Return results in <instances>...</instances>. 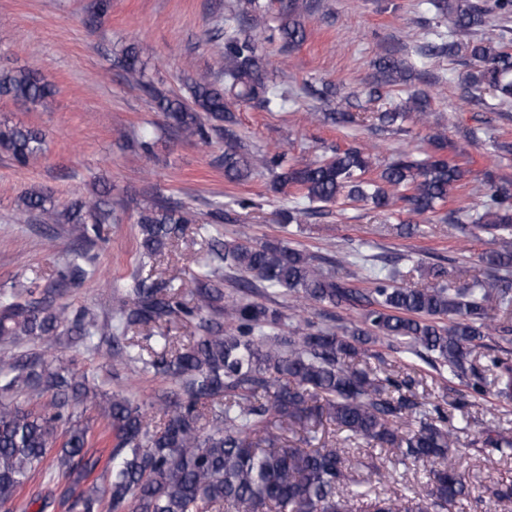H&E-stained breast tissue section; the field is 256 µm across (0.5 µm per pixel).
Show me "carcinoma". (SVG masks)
Here are the masks:
<instances>
[{"label": "carcinoma", "instance_id": "1", "mask_svg": "<svg viewBox=\"0 0 512 512\" xmlns=\"http://www.w3.org/2000/svg\"><path fill=\"white\" fill-rule=\"evenodd\" d=\"M276 27L281 50L305 39L300 12L304 0H280ZM448 32L420 47L429 56L460 57L472 65L468 86L512 103V42L478 39V32L499 27L508 31L512 0H432ZM231 33L217 27L214 41L224 54L219 77L200 71L188 78V95L164 91L144 80V67L133 44L117 63L165 114L172 131L186 139L209 142L219 123H234L231 106L254 103L272 112L282 109L285 92L266 77V60L249 12L234 14ZM379 79L365 90L366 102L381 101L389 88L404 85L408 72L392 54L379 58ZM53 87L29 69L0 72V96L42 105ZM401 104L354 116L333 112L343 126L370 123L379 130H398L410 119L425 121L426 96L406 91ZM440 132L427 137L436 152L397 151L385 164L360 143L333 147L319 159L299 163L285 151L254 154L243 146L224 151L219 164L224 178L244 181L267 173L276 188L298 199L287 219L297 223L340 201L369 202L382 212L405 211L424 216L448 204L463 187L466 164L448 159ZM41 131L0 125V151L21 166L42 150ZM19 220L67 224L72 246L66 261L45 285L0 289V508L26 512L18 502L23 486L42 472L48 493L42 508L55 504L66 512H348V498L358 488L383 478L370 461H352L336 440L321 441L316 426L329 422L343 441L394 449L395 465L430 466V481L403 507L390 497H377L366 512H445L470 496L468 481L452 463L460 437L470 423H455L431 395L413 391L415 380L378 373L360 363L372 347L388 343L435 369L467 381L483 398L487 386L473 360L487 359L493 395L512 400V358L484 354V339L512 335V251L490 249L479 256L483 270L460 288L448 269L433 264L423 287L398 285L395 274L372 269L369 287L336 276L325 265L331 258L292 246L284 238L254 241L247 232L224 236V204L217 202L200 222L193 208L157 196L137 218L141 264L157 260L188 230L205 236L207 251L193 274V303L167 281L135 274L123 297L103 319L82 309L76 313L57 302L63 288L78 286L96 272L94 249L110 240L118 221L112 200L98 191L63 205L41 190L20 198ZM471 221L491 240L512 237V186L485 184L473 213L448 211V223ZM231 280L241 297L224 300V281ZM288 297L296 313L275 306ZM309 306L362 310L352 326L317 325L298 317ZM190 325L186 342L176 343L169 326ZM155 327L154 344L144 347L129 337L136 328ZM66 335L88 349L124 366L153 369L177 381L176 389L158 396L149 408L122 392L98 391L95 380L70 365L42 356L16 355L7 346L22 337L51 345ZM51 393L36 409L14 403L17 393ZM108 421L111 446L106 461L90 451L89 424L73 402ZM306 429L302 441L317 448L284 444L277 432L284 424ZM470 445L512 453V437L488 429ZM101 485L79 489L98 466Z\"/></svg>", "mask_w": 512, "mask_h": 512}]
</instances>
